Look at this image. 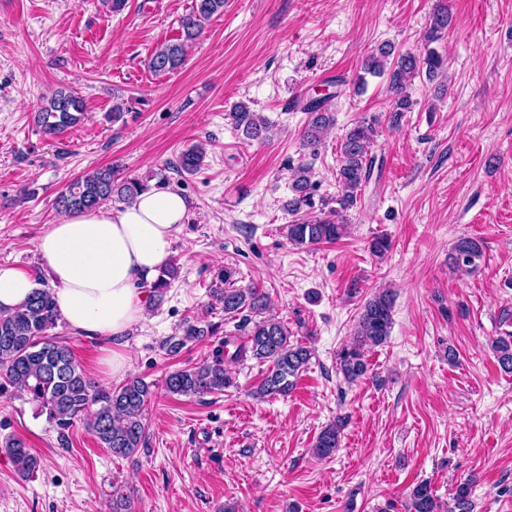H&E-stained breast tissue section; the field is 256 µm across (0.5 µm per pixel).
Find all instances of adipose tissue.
<instances>
[{
  "label": "adipose tissue",
  "mask_w": 512,
  "mask_h": 512,
  "mask_svg": "<svg viewBox=\"0 0 512 512\" xmlns=\"http://www.w3.org/2000/svg\"><path fill=\"white\" fill-rule=\"evenodd\" d=\"M187 211L181 194L149 190L116 209L65 215L38 238L62 321L75 335L105 343L102 374L118 378L127 370L125 338L147 312L138 283L153 279L169 263L170 243ZM36 287L31 274L0 265L1 310L19 306Z\"/></svg>",
  "instance_id": "1"
}]
</instances>
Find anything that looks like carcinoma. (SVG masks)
Returning <instances> with one entry per match:
<instances>
[{
	"label": "carcinoma",
	"mask_w": 512,
	"mask_h": 512,
	"mask_svg": "<svg viewBox=\"0 0 512 512\" xmlns=\"http://www.w3.org/2000/svg\"><path fill=\"white\" fill-rule=\"evenodd\" d=\"M224 12V0H194L192 10L181 20L182 35L169 40L150 56V68L169 72L185 60L186 42L197 38L204 21ZM452 21L448 4H440L432 13L424 36V52L395 54L390 44H382L367 54L361 64L357 83L365 84V75L387 74L391 104L387 123L400 124L403 114L410 111L409 89L420 76L434 81L445 75L442 55L432 44L442 38ZM331 97L309 98L302 106L309 120L302 135V147L315 152L334 123L329 102ZM83 99L73 91L61 89L46 100L35 112V122L47 135L58 136L83 120ZM236 130L248 140H263L268 127L263 118L245 105L231 113ZM379 122L363 120L345 132L339 141L341 158L337 173L340 194L336 197V213L352 209L360 199L363 187L370 180L375 163L374 145L379 135ZM206 151L199 145L184 150L175 163L179 173L195 174L205 163ZM291 188L294 197L288 201V211L296 215L315 208L314 184L310 166L299 164L293 169ZM149 190L142 180L119 176L112 166L98 168L69 183L57 205L64 212L100 208L114 196L126 202ZM345 225L339 220L319 218L288 225V240L293 245H313L340 239ZM484 243L475 237L457 240L448 260L454 266L472 265L483 256ZM179 267L171 263L151 284L154 300L162 299L171 280L178 277ZM233 272L219 269L215 277L212 299L222 306L226 319L247 310L259 316L242 336L226 335L213 349L211 357L200 364L171 372L165 379V390L173 395L198 396L221 393L234 386L225 365L247 357L268 364L265 377L256 389L260 398L286 396L293 390L296 379L307 369L312 350L304 343L291 339L288 328L274 317L264 316L265 296L255 287L236 288ZM395 298L387 290H379L362 306L353 339L337 354V370L344 379L354 382L367 375L366 349L383 344L393 323ZM59 321L52 292L38 288L22 305L10 312H0V390L17 388L27 393L40 411L62 429L83 419L101 447L118 457H131L146 445L144 412L153 397L151 386L140 377H131L109 390H99L80 366L71 349L49 335ZM214 333L195 321H185L182 336L171 337L168 348L178 351L185 342ZM499 367L512 372V333L491 342ZM344 420L338 419L317 437L314 453L323 458L332 455L339 446ZM17 474L27 478L41 466L40 458L20 439L10 441L5 448ZM472 483L456 485L451 503L442 506L433 494L430 483L413 486L405 501V512H473Z\"/></svg>",
	"instance_id": "cac0c4a2"
}]
</instances>
